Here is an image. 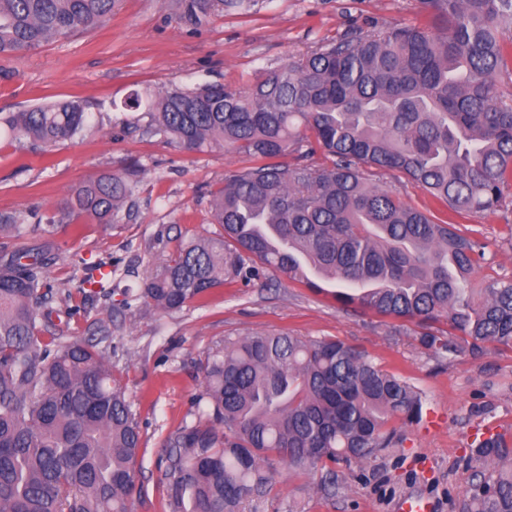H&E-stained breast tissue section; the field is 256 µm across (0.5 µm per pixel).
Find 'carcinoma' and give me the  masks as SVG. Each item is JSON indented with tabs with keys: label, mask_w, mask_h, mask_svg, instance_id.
I'll list each match as a JSON object with an SVG mask.
<instances>
[{
	"label": "carcinoma",
	"mask_w": 512,
	"mask_h": 512,
	"mask_svg": "<svg viewBox=\"0 0 512 512\" xmlns=\"http://www.w3.org/2000/svg\"><path fill=\"white\" fill-rule=\"evenodd\" d=\"M424 22L322 45L244 88L207 84L135 91L124 101L156 134L186 152L220 145L249 165L224 177L212 219L220 238H198L159 266L123 304L176 311L225 285L247 287L267 270L346 308L416 321L420 345L450 357L512 348V279L474 288L486 244L414 208L365 172L392 170L457 212L507 205L512 101L497 91L512 62V0H419ZM118 0H0V53L21 54L105 22ZM197 28L238 0H175ZM89 121L78 99L0 117L16 142L48 152ZM331 164L311 161L317 152ZM296 155L292 164L282 158ZM134 196L123 173L85 183L61 220L109 224ZM21 214L0 219L18 238ZM75 289L53 288L48 262L0 254V512H129L140 430L108 357L89 340L44 332L112 300V262L78 259ZM194 419L164 448L169 512H242L272 489L278 466L336 471L403 443L425 400L405 378L336 340L288 333L224 339L202 366ZM471 479L456 512H512V441L470 448Z\"/></svg>",
	"instance_id": "carcinoma-1"
}]
</instances>
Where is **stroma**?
<instances>
[{"label":"stroma","mask_w":512,"mask_h":512,"mask_svg":"<svg viewBox=\"0 0 512 512\" xmlns=\"http://www.w3.org/2000/svg\"><path fill=\"white\" fill-rule=\"evenodd\" d=\"M421 19L418 0H252L193 30L177 20L170 0H121L99 27L25 54H0V114L70 98L82 100L92 114L89 127L48 154L0 136V214L27 215L32 230L6 244L50 258L48 277L56 287H65L72 273V254L113 264L117 292L111 304L76 317L64 334L90 337V323L98 319L112 331L101 347L141 433L131 512H166L159 466L164 441L190 420L201 366L228 337L286 332L339 340L406 377L426 400L422 422L404 427L402 447L361 468L337 465L335 495L317 493L312 477L282 468L270 497L247 502L243 512H399L401 500L413 496L429 497L433 512H453L452 500L469 481L464 458L475 432L512 435V348L492 346L476 357L463 347L438 359L420 345L416 323L344 308L330 294L274 270L263 283L216 288L174 312L121 303L122 290L140 288L189 240L222 234L211 221L213 196L226 174L246 164L243 155L218 146L183 151L152 132L146 112L125 110L127 96L171 85L241 87L316 47ZM128 171L137 181L135 204L122 208L114 222L35 230L75 185ZM448 220L486 245L475 285L512 279V206L452 211Z\"/></svg>","instance_id":"1"}]
</instances>
